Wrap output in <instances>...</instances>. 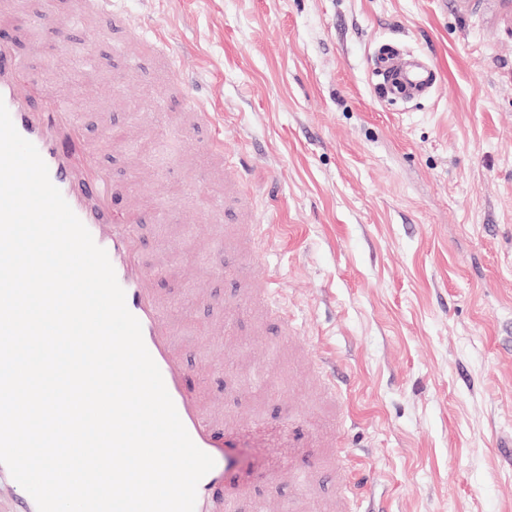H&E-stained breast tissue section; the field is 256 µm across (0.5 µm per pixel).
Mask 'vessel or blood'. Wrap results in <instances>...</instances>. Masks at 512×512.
Here are the masks:
<instances>
[{
  "label": "vessel or blood",
  "mask_w": 512,
  "mask_h": 512,
  "mask_svg": "<svg viewBox=\"0 0 512 512\" xmlns=\"http://www.w3.org/2000/svg\"><path fill=\"white\" fill-rule=\"evenodd\" d=\"M115 21L113 0H79L78 9L60 24L93 23L111 28ZM26 65L18 44L0 35V101L4 102L18 133L32 142L46 163L52 183L61 191L73 212L91 233L95 243L106 250L117 280L125 291L126 305L139 320L143 340L158 365L178 415L193 442L215 461L197 487L195 512H210L219 505L231 512L230 490L236 484V461L229 450V434L207 415L190 391L188 373L176 353L175 331L163 300L152 287V274L137 257L136 212H111L109 202L119 188L110 169L99 158V149L84 134L76 106L62 93H49L41 106H34L20 85ZM371 73L382 96L390 101H409L431 96L439 84V72L424 53L405 54L393 42H380L371 56ZM255 266L265 268L267 286L246 299L254 306L271 297L277 281L268 270L265 249H258Z\"/></svg>",
  "instance_id": "vessel-or-blood-1"
}]
</instances>
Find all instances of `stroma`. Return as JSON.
<instances>
[{"label": "stroma", "instance_id": "stroma-1", "mask_svg": "<svg viewBox=\"0 0 512 512\" xmlns=\"http://www.w3.org/2000/svg\"><path fill=\"white\" fill-rule=\"evenodd\" d=\"M72 0H27L6 24L28 85L80 88L89 139L123 193L116 208L172 204L137 225L140 262L177 323V353L203 406L235 439L249 492L235 512H342L336 466L386 512H512V9L461 18L440 0H117L114 29L60 37ZM159 30L175 68L134 52ZM431 55L437 92L389 102L375 43ZM99 64L80 67L76 49ZM223 113L243 159L293 326L239 309L263 288L238 225L218 216L223 176L179 114ZM235 332L225 335L224 320ZM335 358L327 386L310 356ZM323 445L301 454L297 435Z\"/></svg>", "mask_w": 512, "mask_h": 512}]
</instances>
